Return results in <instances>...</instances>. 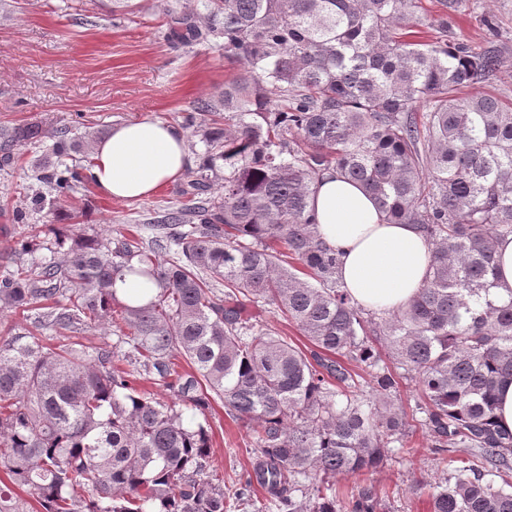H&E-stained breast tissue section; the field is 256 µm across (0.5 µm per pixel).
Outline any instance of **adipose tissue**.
Instances as JSON below:
<instances>
[{
  "mask_svg": "<svg viewBox=\"0 0 512 512\" xmlns=\"http://www.w3.org/2000/svg\"><path fill=\"white\" fill-rule=\"evenodd\" d=\"M95 184L116 200L155 194L188 165L182 131L141 119L113 126L93 150ZM312 205L324 240L341 254L340 280L360 306L392 311L414 298L430 263V247L408 224L385 223L374 201L336 174L320 178Z\"/></svg>",
  "mask_w": 512,
  "mask_h": 512,
  "instance_id": "1",
  "label": "adipose tissue"
}]
</instances>
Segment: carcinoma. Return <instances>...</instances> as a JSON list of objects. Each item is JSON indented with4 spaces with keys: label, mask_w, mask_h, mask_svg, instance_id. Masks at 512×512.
Segmentation results:
<instances>
[{
    "label": "carcinoma",
    "mask_w": 512,
    "mask_h": 512,
    "mask_svg": "<svg viewBox=\"0 0 512 512\" xmlns=\"http://www.w3.org/2000/svg\"><path fill=\"white\" fill-rule=\"evenodd\" d=\"M464 2L439 0L427 22L418 0L169 6L172 47L219 46L245 73L183 116L204 151L150 240L46 224L0 278V312L45 309L37 330L111 329L126 346L53 347L30 330L0 344V512H30L19 489L40 512H228L256 486L277 512H377L383 490L363 476L418 431L442 463L469 456L436 486L434 512H512V432L494 418L512 379V294L495 288L496 244L512 235V102L463 95L502 65L494 44L448 40ZM98 137L19 124L0 131V162L49 144L35 178L59 203L94 184ZM327 172L431 246L408 304L370 311L345 292L311 205ZM42 249L50 258L23 260ZM126 276L140 287L120 296ZM266 305L309 345L265 332L248 307ZM213 400L253 458L229 486L210 463Z\"/></svg>",
    "instance_id": "1"
}]
</instances>
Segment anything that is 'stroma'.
Listing matches in <instances>:
<instances>
[{
  "label": "stroma",
  "mask_w": 512,
  "mask_h": 512,
  "mask_svg": "<svg viewBox=\"0 0 512 512\" xmlns=\"http://www.w3.org/2000/svg\"><path fill=\"white\" fill-rule=\"evenodd\" d=\"M137 11L117 19L112 0H0V129L23 123L66 125L74 133L109 132L113 125L150 118L181 124L197 100L223 91L244 67L211 46L175 49L165 41L166 0H139ZM495 17L494 28L484 23ZM449 40L472 46L494 42L501 50L498 80L468 87L471 95L512 100V0H467L448 22ZM12 164L0 167V275L13 266L18 242L42 225L63 224L71 209L110 229L112 238L148 237L150 210L177 201L176 184L155 195L119 201L91 189L57 210H28L15 218L16 185L30 182V150L15 146ZM213 428L212 466L225 481L250 467L245 427L221 401L208 412ZM443 478L426 445L410 449L373 473L393 494L380 512H433V489Z\"/></svg>",
  "instance_id": "1"
}]
</instances>
